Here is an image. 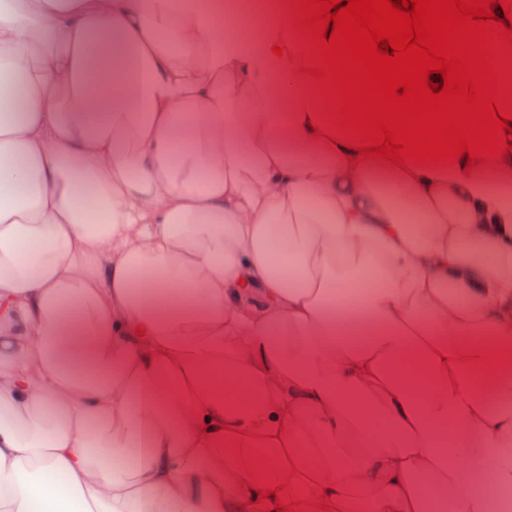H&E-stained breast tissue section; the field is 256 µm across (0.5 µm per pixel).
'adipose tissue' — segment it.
Returning a JSON list of instances; mask_svg holds the SVG:
<instances>
[{"mask_svg":"<svg viewBox=\"0 0 512 512\" xmlns=\"http://www.w3.org/2000/svg\"><path fill=\"white\" fill-rule=\"evenodd\" d=\"M237 23L0 0V512H490L512 152L351 164Z\"/></svg>","mask_w":512,"mask_h":512,"instance_id":"ef3b65f1","label":"adipose tissue"}]
</instances>
